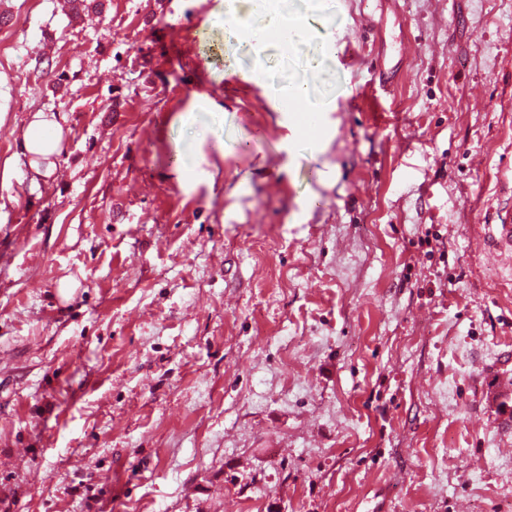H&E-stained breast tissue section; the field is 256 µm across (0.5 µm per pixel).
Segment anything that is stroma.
I'll return each mask as SVG.
<instances>
[{
	"label": "stroma",
	"instance_id": "obj_1",
	"mask_svg": "<svg viewBox=\"0 0 512 512\" xmlns=\"http://www.w3.org/2000/svg\"><path fill=\"white\" fill-rule=\"evenodd\" d=\"M511 206L512 0H0V512H512ZM319 112V109H313ZM312 109L304 108L300 103L293 102L289 106L288 112H294L295 120L300 123L301 129L306 133H318L321 128L320 118L317 112ZM63 141V128L55 120L45 117L43 112H37L32 116L22 135V144L29 155V165L37 175L41 174L39 164L32 156L48 160L49 157L60 154ZM480 243L495 252L510 254L512 258V211L511 219L501 220L499 224H481L477 227Z\"/></svg>",
	"mask_w": 512,
	"mask_h": 512
}]
</instances>
